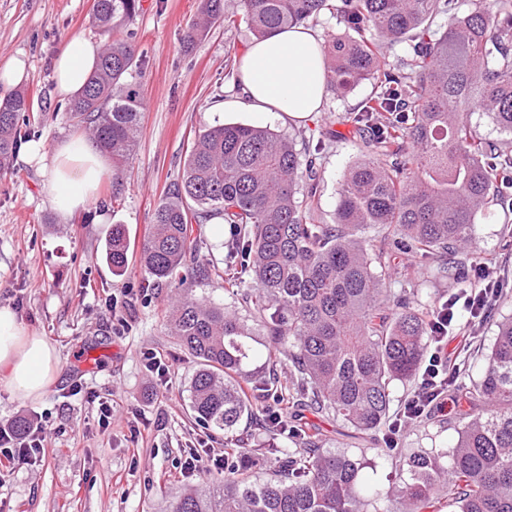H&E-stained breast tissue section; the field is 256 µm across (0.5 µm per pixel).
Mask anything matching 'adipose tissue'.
<instances>
[{"instance_id":"ef3b65f1","label":"adipose tissue","mask_w":512,"mask_h":512,"mask_svg":"<svg viewBox=\"0 0 512 512\" xmlns=\"http://www.w3.org/2000/svg\"><path fill=\"white\" fill-rule=\"evenodd\" d=\"M96 43L72 38L54 63L61 96L75 95L93 71ZM245 107L295 123L318 111L325 95L327 70L321 41L303 26L280 30L253 41L240 58ZM30 162L47 178L57 210L65 216L86 208L108 172L99 149L81 136L65 140L54 152L43 143L28 147ZM59 357L45 338L30 332L7 307H0V390L28 399L41 397L50 385Z\"/></svg>"}]
</instances>
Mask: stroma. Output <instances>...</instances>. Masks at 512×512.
I'll return each mask as SVG.
<instances>
[{"label": "stroma", "mask_w": 512, "mask_h": 512, "mask_svg": "<svg viewBox=\"0 0 512 512\" xmlns=\"http://www.w3.org/2000/svg\"><path fill=\"white\" fill-rule=\"evenodd\" d=\"M94 0H0V65L18 56L27 63L23 82L40 110L25 126L29 141L54 150L79 129L67 119L68 101L55 87L53 64L65 40H99L92 21ZM199 0H141L139 14L120 36L130 37L145 61L135 80L144 102L142 128L126 173L127 190L110 203L111 178H104L97 200L73 217L56 209L44 175L19 153L12 171L0 173V307L15 311L29 331L56 347L60 372L39 399H18L0 391V422L20 417L46 428L51 445L42 462L0 476V507L5 512H169L186 489L205 488L207 478L181 472L186 451L224 450V434L197 424L190 410L189 386L197 361L170 336L165 312L181 293L178 283L145 287L138 258L155 209L183 172L195 137L224 123H242L308 135L322 143L316 161V195L324 223H333L346 167L363 160L345 122L369 94V82L345 93H326L320 111L304 122L282 124L272 115L242 107L243 92L226 76L227 58L241 55L253 39L245 22L215 24L191 50L182 38L198 18ZM124 225L129 267L113 275L101 259L113 225ZM473 234L479 250L495 254L502 274L512 280V212L477 216ZM199 262L223 267L222 247L229 227L214 218L194 225ZM116 298V309L105 301ZM512 316V288L499 307L467 340L471 326L461 323L448 342V357L469 356L470 379L479 381L484 355L494 341L496 323ZM102 348L99 362L86 370L76 360L88 346ZM154 350L172 365L169 381L144 367ZM112 396L115 418L98 424L94 405L72 396L74 386ZM466 419L459 408L435 413L424 427L411 424L397 438L402 452L421 448L452 450ZM254 461V476L266 477L271 436L255 422L236 430Z\"/></svg>", "instance_id": "35a3bbf8"}]
</instances>
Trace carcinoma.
<instances>
[{"label":"carcinoma","mask_w":512,"mask_h":512,"mask_svg":"<svg viewBox=\"0 0 512 512\" xmlns=\"http://www.w3.org/2000/svg\"><path fill=\"white\" fill-rule=\"evenodd\" d=\"M257 39L300 26L329 9L330 0H240ZM458 0H338L345 36L325 47L327 86L345 91L364 80L371 92L347 116L366 159L344 173L335 221L315 205V148H296L286 133L229 123L202 131L181 181L154 212L140 261L147 287L175 275L214 274L236 293L244 311L199 300L191 289L177 300L170 335L199 360L190 383V410L224 431V478L185 492L172 512H369L384 498L387 512H512V317L496 323L481 380L467 384L468 359L453 367L448 396L467 406V422L451 453L399 454L392 435V383L407 384L428 352L433 311L441 298L413 304L387 284L401 254L462 290L472 276L451 256L473 245L480 212L507 210L512 197V0L489 12L457 13ZM140 0H94L93 19L106 38L85 87L70 98L68 120L112 158V197L127 189L125 170L140 134L143 100L133 76L143 63L125 38L114 36L140 11ZM454 21L436 27L435 19ZM236 23L224 0H200L199 20L182 39L188 49L212 24ZM402 44L392 62L386 46ZM34 99L19 91L0 102V172H8L26 133L19 116ZM479 110L500 142L472 126ZM214 216L236 226L224 272L188 269L196 259L191 224ZM372 229L375 235L366 236ZM129 241L112 225L102 258L112 273L128 269ZM257 326L252 332L245 323ZM266 337L268 373L246 370L254 335ZM288 361V381L275 373ZM288 401L333 419L362 440L384 447L406 477L384 493L361 481L366 449L353 454L323 447L314 424L288 431L289 448H271L273 468L252 479L237 426L264 421L254 403Z\"/></svg>","instance_id":"obj_1"}]
</instances>
